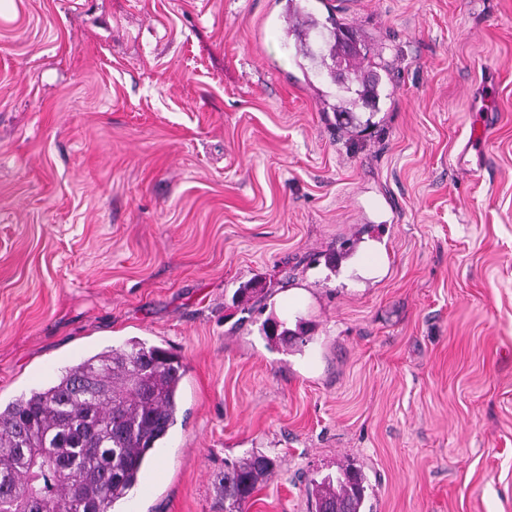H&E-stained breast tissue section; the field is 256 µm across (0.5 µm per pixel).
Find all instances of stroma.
Here are the masks:
<instances>
[{"label": "stroma", "mask_w": 512, "mask_h": 512, "mask_svg": "<svg viewBox=\"0 0 512 512\" xmlns=\"http://www.w3.org/2000/svg\"><path fill=\"white\" fill-rule=\"evenodd\" d=\"M287 6L0 0V401L136 337L186 374L119 512H216L254 451L249 512L348 463L373 512H512V0H307L390 68L349 133ZM275 460L262 453H252L224 466L218 479L217 497L224 512H247V505L257 485L275 469Z\"/></svg>", "instance_id": "obj_1"}]
</instances>
